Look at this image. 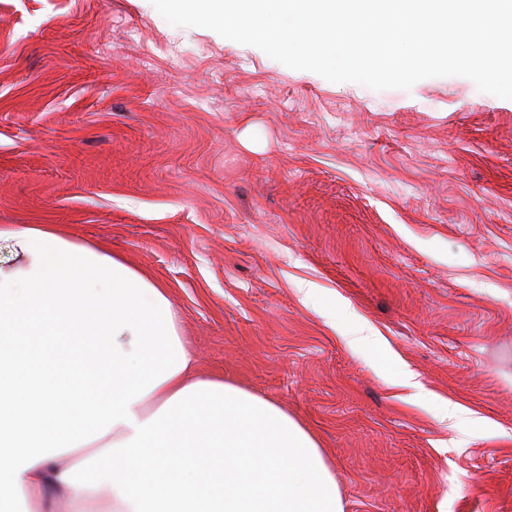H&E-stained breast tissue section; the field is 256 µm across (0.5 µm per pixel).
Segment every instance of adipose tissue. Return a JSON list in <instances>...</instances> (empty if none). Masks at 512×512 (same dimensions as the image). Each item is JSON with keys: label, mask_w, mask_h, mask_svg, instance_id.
Instances as JSON below:
<instances>
[{"label": "adipose tissue", "mask_w": 512, "mask_h": 512, "mask_svg": "<svg viewBox=\"0 0 512 512\" xmlns=\"http://www.w3.org/2000/svg\"><path fill=\"white\" fill-rule=\"evenodd\" d=\"M1 242L0 512L61 495L97 512H344L297 420L200 373L159 282L53 224H1Z\"/></svg>", "instance_id": "adipose-tissue-1"}]
</instances>
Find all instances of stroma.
I'll use <instances>...</instances> for the list:
<instances>
[{
    "label": "stroma",
    "mask_w": 512,
    "mask_h": 512,
    "mask_svg": "<svg viewBox=\"0 0 512 512\" xmlns=\"http://www.w3.org/2000/svg\"><path fill=\"white\" fill-rule=\"evenodd\" d=\"M1 224L164 284L345 512H512V100L332 83L151 0H0Z\"/></svg>",
    "instance_id": "stroma-1"
}]
</instances>
